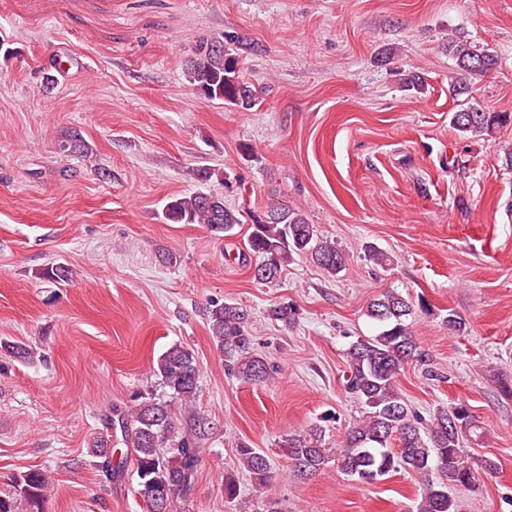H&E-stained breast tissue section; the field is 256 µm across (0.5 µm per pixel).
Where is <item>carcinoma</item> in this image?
Segmentation results:
<instances>
[{"instance_id":"obj_1","label":"carcinoma","mask_w":512,"mask_h":512,"mask_svg":"<svg viewBox=\"0 0 512 512\" xmlns=\"http://www.w3.org/2000/svg\"><path fill=\"white\" fill-rule=\"evenodd\" d=\"M447 52L460 75L486 73L497 60L487 49L464 33L448 35ZM186 74L194 88L208 100L248 110L255 94L244 80L236 42L220 38L196 43L187 61ZM450 124L463 137L481 136L493 130H512L511 112H486L477 105H463L451 116ZM191 175L198 181L216 180L228 186L218 169L197 168ZM166 220L174 224H204L210 231L226 236L243 223V214L224 205L222 194L177 195L168 198ZM247 249L265 264L267 274H255L272 281L282 274L293 256L308 255L330 275L343 270L346 257L336 244L317 234L301 211L281 205L263 214L251 215ZM413 304L394 290H388L368 309L380 331L353 343L347 352V389L361 404L362 416L349 427L344 445L325 447L324 430L312 425L302 433L287 435L281 447L302 475L313 474L329 462L363 484H373L400 469L426 476L435 469L440 480L429 482L416 512H454L448 486L476 487L478 477L461 454L464 436L479 429L476 419L463 403L440 409L424 419L404 401L397 386L404 366L427 362V354L413 335L407 317ZM248 314L236 304H214L208 323L216 348L237 355L230 369L247 381L265 378L263 360L250 354L245 324ZM0 350L24 361L34 350L10 340L0 341ZM155 375L169 390L170 399H144L106 421V428L120 429L122 440L134 451L136 494L147 512H170L172 499L189 492L201 462L198 444L204 436L202 417L196 411L199 366L193 351L174 344L158 359ZM242 466L262 486L272 479L268 457L246 444L238 447ZM96 466L107 479H120L121 466L112 463L108 441H96ZM50 479L42 469H29L13 478L10 489L0 492V512H17L24 503L28 512H43Z\"/></svg>"}]
</instances>
